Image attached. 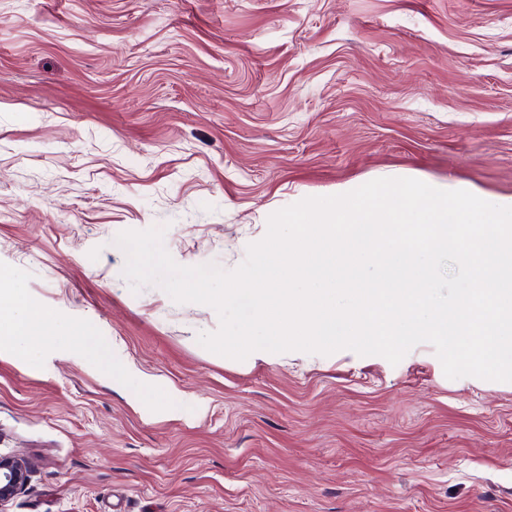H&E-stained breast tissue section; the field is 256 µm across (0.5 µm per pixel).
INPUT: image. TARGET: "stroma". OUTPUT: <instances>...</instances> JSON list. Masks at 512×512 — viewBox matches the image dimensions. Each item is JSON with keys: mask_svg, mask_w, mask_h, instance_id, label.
<instances>
[{"mask_svg": "<svg viewBox=\"0 0 512 512\" xmlns=\"http://www.w3.org/2000/svg\"><path fill=\"white\" fill-rule=\"evenodd\" d=\"M397 172L512 194V0H0V275L39 332H0L6 512H512V382L427 343L236 361L122 274V231L230 271ZM31 477L30 464L19 457L0 456V511L23 490Z\"/></svg>", "mask_w": 512, "mask_h": 512, "instance_id": "obj_1", "label": "stroma"}]
</instances>
